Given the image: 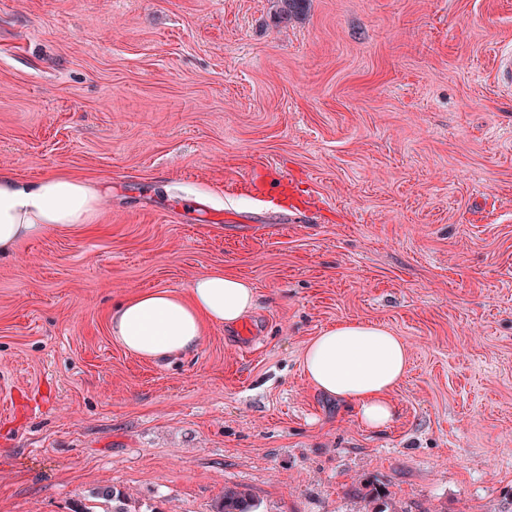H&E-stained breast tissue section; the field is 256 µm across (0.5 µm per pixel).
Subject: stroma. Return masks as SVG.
Returning <instances> with one entry per match:
<instances>
[{"instance_id":"35a3bbf8","label":"stroma","mask_w":512,"mask_h":512,"mask_svg":"<svg viewBox=\"0 0 512 512\" xmlns=\"http://www.w3.org/2000/svg\"><path fill=\"white\" fill-rule=\"evenodd\" d=\"M512 0H0V166L96 219L0 258V512H512ZM220 269L253 313L181 357L126 296ZM389 328L391 425L305 344ZM258 505L245 491L237 488L224 489V496L217 512H258Z\"/></svg>"}]
</instances>
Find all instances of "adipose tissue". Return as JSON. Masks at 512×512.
I'll return each mask as SVG.
<instances>
[{
	"label": "adipose tissue",
	"mask_w": 512,
	"mask_h": 512,
	"mask_svg": "<svg viewBox=\"0 0 512 512\" xmlns=\"http://www.w3.org/2000/svg\"><path fill=\"white\" fill-rule=\"evenodd\" d=\"M100 197L91 182L49 174L34 181L0 167V256L19 250L48 232L93 219ZM252 285L224 271L197 276L187 292L158 290L133 294L112 311L113 336L141 358L157 360L192 352L205 325L235 326L254 309ZM313 387L350 403L366 427L392 422L390 393L409 367L406 345L385 326L346 321L324 329L307 344L302 358Z\"/></svg>",
	"instance_id": "ef3b65f1"
}]
</instances>
